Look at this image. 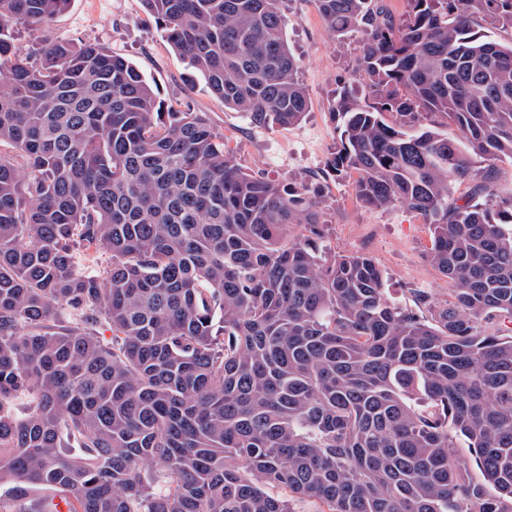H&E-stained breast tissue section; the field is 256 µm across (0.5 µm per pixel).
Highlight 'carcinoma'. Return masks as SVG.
Returning <instances> with one entry per match:
<instances>
[{
  "label": "carcinoma",
  "instance_id": "1",
  "mask_svg": "<svg viewBox=\"0 0 512 512\" xmlns=\"http://www.w3.org/2000/svg\"><path fill=\"white\" fill-rule=\"evenodd\" d=\"M70 2L0 0V512L34 489L72 512H512V333L488 329L512 318V42L481 32H512V0H316L361 34L328 170L421 216L451 285L413 307L320 246L315 189L245 172L122 55L18 51ZM142 2L224 106L305 117L280 0Z\"/></svg>",
  "mask_w": 512,
  "mask_h": 512
}]
</instances>
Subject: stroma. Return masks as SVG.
I'll return each instance as SVG.
<instances>
[{
    "label": "stroma",
    "mask_w": 512,
    "mask_h": 512,
    "mask_svg": "<svg viewBox=\"0 0 512 512\" xmlns=\"http://www.w3.org/2000/svg\"><path fill=\"white\" fill-rule=\"evenodd\" d=\"M284 17L285 38L310 99L305 118L289 128L257 127L244 113L225 108L165 41L141 0H71L48 25L20 29L15 45L26 53L45 41L90 42L127 57L156 86L165 105L205 113L247 171L317 188L323 245L339 254L372 256L386 274L391 303L412 305L418 291L448 301V280L426 257L429 236L423 219L403 206H367L356 193L355 175L326 174L340 141L329 112L340 86L356 82L351 66L359 35L337 39L314 0H285Z\"/></svg>",
    "instance_id": "stroma-1"
}]
</instances>
